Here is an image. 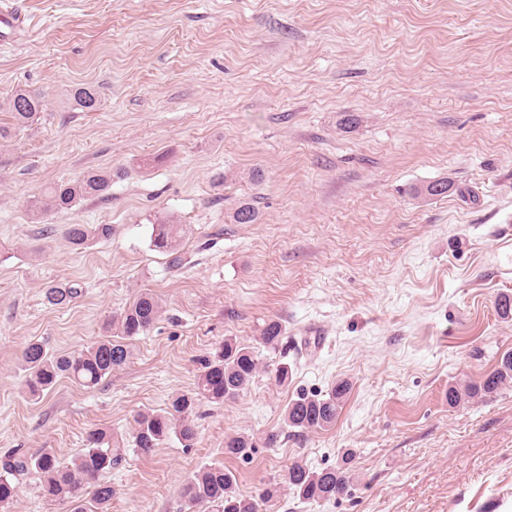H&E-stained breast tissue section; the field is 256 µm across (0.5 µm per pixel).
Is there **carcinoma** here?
<instances>
[{
    "mask_svg": "<svg viewBox=\"0 0 512 512\" xmlns=\"http://www.w3.org/2000/svg\"><path fill=\"white\" fill-rule=\"evenodd\" d=\"M70 98L81 109L91 112L98 108L95 89L79 86L70 90ZM14 126L24 128L38 120L46 111L40 93L16 90L8 100ZM112 184V172L88 170L73 182L48 186L36 200L41 212L68 210L78 200L104 198ZM112 234L110 224H70L66 237L71 247L81 250L96 239ZM184 234L181 224L162 221L153 225L151 246L169 257L173 267H179L184 257L179 251ZM77 288H50L45 294L47 304L65 308L77 297ZM162 306L151 293L140 294L119 315L112 317L113 335L105 336L91 345L65 354H51L39 342L29 343L21 355L27 372L25 392L33 402L41 400L62 379L94 389L112 371L123 367L130 357L129 341L145 334L161 314ZM282 326L270 321L261 330V344L274 349L279 344ZM259 372V361L254 351L234 338L224 339L213 355L202 363L195 387L187 393L171 397L167 407L157 411L142 410L134 418V451L148 455L160 445L172 440L183 447L195 444L197 432L193 420L196 403L205 399L221 404L240 395ZM512 383V353L504 354L497 366L477 384L458 387L448 385V405L465 399L489 396ZM349 384L340 381L327 394L300 395L288 402L284 426L298 433L327 430L336 418ZM256 448V440L240 435L224 441V454L243 458ZM128 453L126 444L115 439L112 432L102 428L87 433L83 450L65 461L52 451L29 453L16 450L0 459V508H8L19 496L30 476L37 477L39 487L49 502L71 504L73 512H107L114 488L103 480L104 474L118 467ZM235 474L222 466H202L192 473L181 489V497L188 506L202 505L208 512H263V507L283 491H291L304 503H326L343 494L350 485L346 468L333 467L313 471L301 462H293L279 477L265 485L252 497L236 490ZM92 488V507L83 503L86 488Z\"/></svg>",
    "mask_w": 512,
    "mask_h": 512,
    "instance_id": "carcinoma-1",
    "label": "carcinoma"
}]
</instances>
